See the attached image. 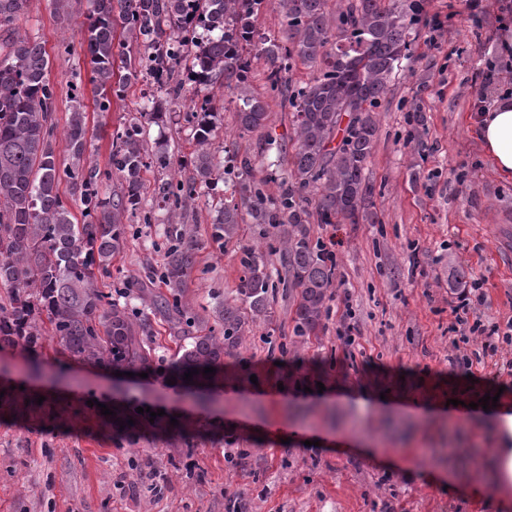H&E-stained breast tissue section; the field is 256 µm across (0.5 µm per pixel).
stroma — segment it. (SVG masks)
<instances>
[{
  "label": "stroma",
  "instance_id": "stroma-1",
  "mask_svg": "<svg viewBox=\"0 0 512 512\" xmlns=\"http://www.w3.org/2000/svg\"><path fill=\"white\" fill-rule=\"evenodd\" d=\"M425 0L428 27L417 30L413 57L392 85L368 175L375 224H311L312 238L336 256L330 313L318 335L297 341L295 301L278 288L272 323L250 325L236 357L196 386L163 378L118 377L62 354L48 337L36 352L0 351V512H500L495 495L470 487L487 473L496 437L477 402L499 393L512 408V376L487 367L467 380L451 369L448 297L458 269L484 279L482 319H512V182L482 158L477 113L512 91L501 60L498 20L512 0ZM87 0H29L18 25L44 42L57 86L54 149L66 156L73 83L90 106L93 161L104 192L120 181L109 165L112 133L141 103L134 86L109 112L93 111L90 64L81 48ZM71 47L60 52L59 44ZM247 93L266 96L264 133L239 136L227 104L213 147L221 160L247 156L254 175L276 191L278 146L291 118L265 87L264 63H252ZM421 104L415 124L411 104ZM187 105H173L147 141H167L191 178L194 150ZM215 184L181 216L199 246L183 301L201 320L231 296L240 273L237 245L212 238L224 200ZM133 225L129 243L101 275L117 294L161 268L166 210ZM353 336L345 345L344 336ZM111 397L102 415L99 400ZM164 407L141 415L131 433L112 413L130 399ZM454 468L456 481L441 472Z\"/></svg>",
  "mask_w": 512,
  "mask_h": 512
}]
</instances>
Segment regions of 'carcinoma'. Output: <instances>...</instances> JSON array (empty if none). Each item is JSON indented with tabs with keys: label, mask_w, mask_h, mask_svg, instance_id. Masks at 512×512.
<instances>
[{
	"label": "carcinoma",
	"mask_w": 512,
	"mask_h": 512,
	"mask_svg": "<svg viewBox=\"0 0 512 512\" xmlns=\"http://www.w3.org/2000/svg\"><path fill=\"white\" fill-rule=\"evenodd\" d=\"M28 2L0 0V289L7 294L0 304V348L34 350L48 332L63 353L87 364L114 371L148 365L149 315L130 314L104 293L99 275L126 247L131 225L125 220L152 223L150 201L170 214L159 273L167 291L152 288V275L131 287L150 315L166 322L177 343L179 375L195 371L192 380L203 379L204 368L217 369L235 355L250 324L271 318L276 283L269 259L238 239L241 224L277 231L285 257L281 281L296 292L294 335L316 334L329 312L336 259L312 239L308 224L313 215L320 224L378 223L367 210L374 192L368 165L379 112L411 58L412 31L423 22L421 0H347L336 10L330 0H88L83 49L96 111H111L112 98L124 99L140 80L155 87L112 133L110 164L121 185L109 194L101 191L100 170L88 153L89 116L78 86L66 125L69 161L57 159L50 58L40 39L16 27ZM269 5L285 18L276 34L256 26ZM253 58L265 61L267 86L290 108L294 137L284 150L289 174L269 194L250 158L230 167L240 202L218 210L212 236L238 244L236 298L216 311V326L191 336L181 297L197 247L174 218L201 186L227 175L212 150L224 104L212 97L191 100L195 174L188 181L171 177L176 160L166 143L147 148L146 128L163 123L166 107L186 99L189 82L220 83L227 93L242 89ZM299 64L318 68V74L292 83L286 75ZM235 117L240 132L262 131L267 103L245 95ZM63 184L83 205L84 222L63 199Z\"/></svg>",
	"instance_id": "obj_1"
}]
</instances>
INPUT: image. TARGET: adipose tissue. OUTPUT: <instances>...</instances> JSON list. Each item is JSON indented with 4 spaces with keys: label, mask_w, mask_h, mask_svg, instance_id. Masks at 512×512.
<instances>
[{
    "label": "adipose tissue",
    "mask_w": 512,
    "mask_h": 512,
    "mask_svg": "<svg viewBox=\"0 0 512 512\" xmlns=\"http://www.w3.org/2000/svg\"><path fill=\"white\" fill-rule=\"evenodd\" d=\"M475 135L484 157L502 178L512 179V94H501L475 122ZM498 447L492 460L491 490L501 508L512 505V412L494 417Z\"/></svg>",
    "instance_id": "adipose-tissue-1"
}]
</instances>
